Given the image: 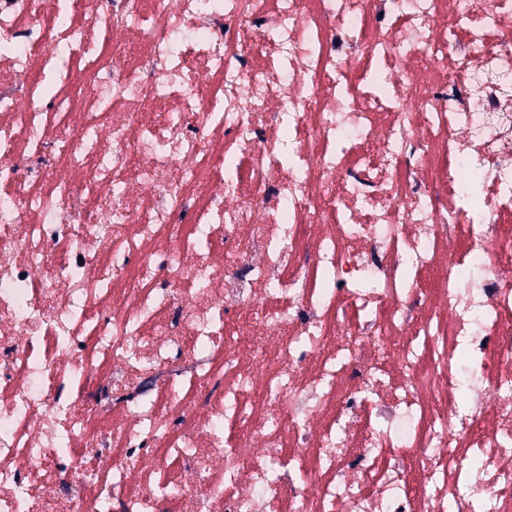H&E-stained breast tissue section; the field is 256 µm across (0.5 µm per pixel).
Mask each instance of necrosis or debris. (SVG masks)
Masks as SVG:
<instances>
[{"mask_svg": "<svg viewBox=\"0 0 512 512\" xmlns=\"http://www.w3.org/2000/svg\"><path fill=\"white\" fill-rule=\"evenodd\" d=\"M0 512H512V0H0Z\"/></svg>", "mask_w": 512, "mask_h": 512, "instance_id": "4bbe7bcc", "label": "necrosis or debris"}]
</instances>
